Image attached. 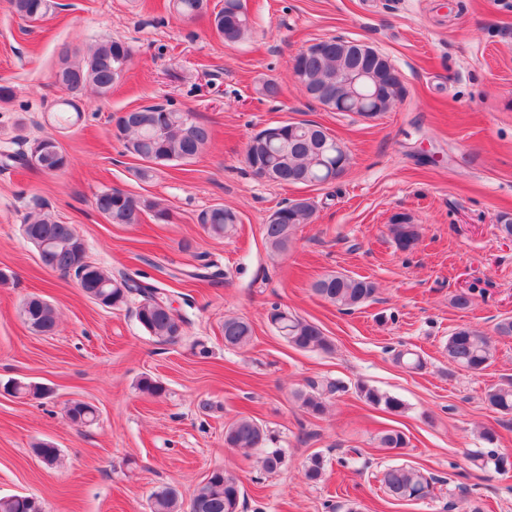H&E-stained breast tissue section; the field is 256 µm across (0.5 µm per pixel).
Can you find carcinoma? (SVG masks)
I'll use <instances>...</instances> for the list:
<instances>
[{
  "label": "carcinoma",
  "mask_w": 512,
  "mask_h": 512,
  "mask_svg": "<svg viewBox=\"0 0 512 512\" xmlns=\"http://www.w3.org/2000/svg\"><path fill=\"white\" fill-rule=\"evenodd\" d=\"M12 13L24 21L34 23L52 14L55 0H9ZM173 8L190 19L207 17L211 26L224 42L236 44L251 30L248 14L242 0H224V6L215 15L208 14V0H174ZM350 41L340 37L324 40L321 50H302L292 63V71L302 70L307 75L309 87H336V80L344 71ZM132 56L131 47L118 39H106L90 46L79 58L65 53L59 56L55 72V84L69 98L63 105L73 109L81 117L74 98L82 91L91 89L100 97L112 91L121 78ZM380 73L382 91H367L365 107L377 114L388 111L405 92L396 67L371 61ZM125 151L147 163L140 170L148 177L153 166L168 163H188L196 158L210 142V129L195 121L192 113L172 110L160 105H148L124 113L118 120ZM278 131L277 138L264 142L261 148L246 144L245 162L258 177H267L278 184L320 185L336 170L349 166L348 152L336 150V139L327 135L324 127L313 121L285 122L272 126ZM18 163L44 174L68 166V155L53 137L38 139L26 153L3 155V163ZM95 208L112 224H138L146 210L160 219L168 218V212L159 203L140 200L115 188L101 191L95 197ZM315 211L307 198L286 203L278 209V218L264 225V238L275 254L288 250L295 227L309 224ZM200 223L213 238H224L237 231L236 213L222 205L214 206L201 214ZM27 241L44 244L49 249L53 270L76 278L79 287L90 297L103 299L108 308H119L132 295L139 297L136 318L146 333L158 340L172 342L181 336L184 319L175 313L167 289L155 284H142L130 277L112 275V272L89 261L87 247L72 224H63L52 215L34 211L26 216ZM389 233L397 249L406 253L417 246L420 239L418 226L410 218L402 216L388 225ZM192 280L208 281L221 276L211 265L204 264L185 272ZM312 290L339 310L350 312L371 299L376 292L373 281L364 277L343 274H326L312 284ZM20 317L29 329L47 334L54 330L57 312L46 300L34 296L25 299L19 310ZM269 323L279 336L299 350H322L331 343L321 328L278 306L267 313ZM224 346L243 348L253 336L249 321L241 317H227L223 325ZM448 361L472 373L485 370L492 359V345L488 337L470 327H460L448 336L446 343ZM15 396L45 397V389L32 382L15 381L11 384ZM138 390L151 397L165 392L162 383L150 376L138 381ZM340 391L333 382H312L309 389L299 391L295 398L300 407L314 416L326 409V399ZM366 402L390 412L404 408L400 399L376 389L361 387ZM484 402L493 410L512 415V379L488 388ZM66 416L77 426L91 424L96 409L81 401L72 402ZM267 431L256 418L241 415L224 427V445L228 448L259 450L265 470L275 471L283 463L281 450L265 448ZM378 444L389 450L407 446L406 436L397 430H386L378 436ZM324 471V459L313 455L304 464L307 480H319ZM435 478L424 470L411 465L390 466L383 470L381 483L395 499L415 501L430 495ZM243 487L238 478L222 467L213 469L197 487L189 505V512H239ZM150 512H181L177 490L161 487L150 495ZM0 512H42L40 500L34 496L0 497Z\"/></svg>",
  "instance_id": "1"
}]
</instances>
